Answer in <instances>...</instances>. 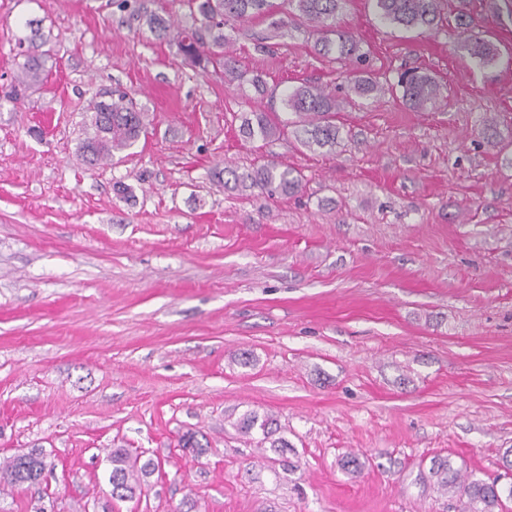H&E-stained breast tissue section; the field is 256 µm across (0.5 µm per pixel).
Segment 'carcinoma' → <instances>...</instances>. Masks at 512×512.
<instances>
[{"label": "carcinoma", "mask_w": 512, "mask_h": 512, "mask_svg": "<svg viewBox=\"0 0 512 512\" xmlns=\"http://www.w3.org/2000/svg\"><path fill=\"white\" fill-rule=\"evenodd\" d=\"M289 20L273 21L269 33L264 39H274L291 29L299 33L312 31L318 34L314 48L318 54L331 53L339 59L360 58L361 46L352 35L336 29V13L342 8L343 0H286ZM381 19L391 25L405 29H432L440 20V0H373ZM193 19L190 28H179L174 23L157 14L146 19L150 32L158 40L172 38L177 41L180 51L192 64L212 63L224 69L225 74L241 77L235 71L232 57L224 54V44L228 42L224 26L231 22H241L272 16L274 8L271 0H186ZM23 27L29 33L17 38L23 63L19 64L17 86L20 91L14 99L19 101L23 92L41 86L48 77L45 67L46 53L42 48L50 42L49 36L42 32L32 20L24 22ZM469 54L485 63L497 56L493 44L477 39L466 44ZM349 90L354 97H369L373 94L394 92V86H386L368 75L350 74ZM397 86L401 88V98L405 105L413 109H422L443 97V87L435 78L416 71H406L399 76ZM353 101V97L342 100L327 93L315 84L304 82L286 95L285 105L299 117L296 137L307 148L333 147L339 138L340 129L336 125V113L344 104ZM87 111L92 113L90 132L79 147L82 160L91 166L112 160L117 152L131 148L141 137L147 134L144 113L129 94L120 89L105 92L90 101ZM282 123L267 112H254L240 126L242 137L249 141L261 139L272 141L280 137ZM234 183H249L271 196H288L301 187V176L294 170L277 163L268 162L254 167L250 172L239 175L229 171ZM259 428L263 438L260 443H269L278 451L288 447V442L276 436L275 419L255 411L244 414L237 424L238 431L248 436L254 428ZM112 464V495L122 499L132 497L142 490L158 465L152 460L142 464L130 461L125 448H114L109 456ZM45 469L43 452L34 448L24 454L16 455L0 463V483L12 487L34 486L31 473ZM432 477L436 478L437 489L445 493H461L472 505V512H494L502 506V491L496 482H486L474 474H462L453 467L448 459L433 462Z\"/></svg>", "instance_id": "obj_1"}]
</instances>
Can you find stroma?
I'll return each mask as SVG.
<instances>
[{
  "instance_id": "stroma-1",
  "label": "stroma",
  "mask_w": 512,
  "mask_h": 512,
  "mask_svg": "<svg viewBox=\"0 0 512 512\" xmlns=\"http://www.w3.org/2000/svg\"><path fill=\"white\" fill-rule=\"evenodd\" d=\"M440 2L423 32L345 0L336 27L363 52L345 64L293 31L258 48L265 22L243 23L232 80L148 30L147 13L190 26L182 0H0V461L46 462L0 512H469L437 491V458L512 484V0ZM28 19L50 75L16 103ZM410 68L445 99L360 98L335 147L297 142L283 99L301 82L341 98L348 73ZM111 86L148 134L92 167L85 107ZM249 112L283 136L245 140ZM267 162L299 192L226 187L225 167ZM251 410L286 453L237 431ZM189 430L204 454L179 448ZM118 446L159 465L130 501L102 494Z\"/></svg>"
}]
</instances>
